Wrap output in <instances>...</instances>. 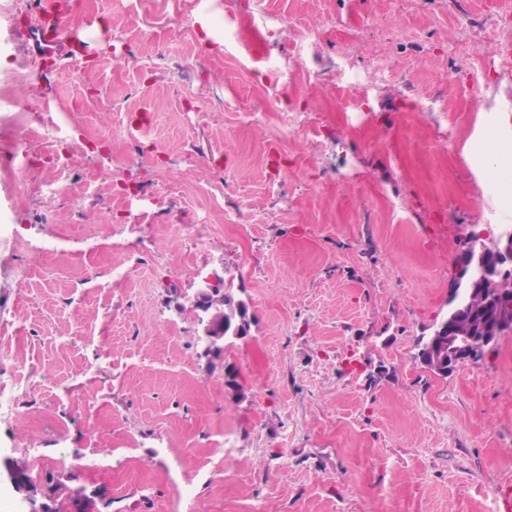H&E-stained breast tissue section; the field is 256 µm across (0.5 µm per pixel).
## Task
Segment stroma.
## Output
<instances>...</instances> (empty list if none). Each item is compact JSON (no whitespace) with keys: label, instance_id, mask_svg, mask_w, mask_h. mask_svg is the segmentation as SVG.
Here are the masks:
<instances>
[{"label":"stroma","instance_id":"35a3bbf8","mask_svg":"<svg viewBox=\"0 0 512 512\" xmlns=\"http://www.w3.org/2000/svg\"><path fill=\"white\" fill-rule=\"evenodd\" d=\"M11 2L0 75L38 79L9 97L74 118L24 171L0 152V456L34 489L0 512H504L512 334L445 378L416 342L471 225L512 229V0H83L77 57ZM67 151L74 193L37 192ZM211 275L252 325L209 356L184 300Z\"/></svg>","mask_w":512,"mask_h":512}]
</instances>
